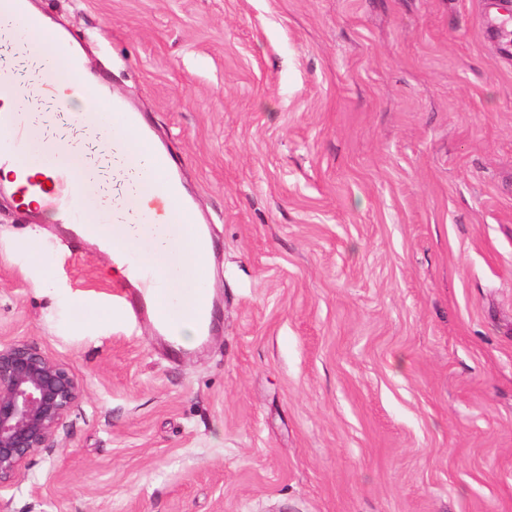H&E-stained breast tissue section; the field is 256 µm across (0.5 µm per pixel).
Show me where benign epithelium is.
I'll list each match as a JSON object with an SVG mask.
<instances>
[{
  "instance_id": "1",
  "label": "benign epithelium",
  "mask_w": 512,
  "mask_h": 512,
  "mask_svg": "<svg viewBox=\"0 0 512 512\" xmlns=\"http://www.w3.org/2000/svg\"><path fill=\"white\" fill-rule=\"evenodd\" d=\"M84 392L66 362L34 343L0 338V493L19 487L32 457L57 448Z\"/></svg>"
}]
</instances>
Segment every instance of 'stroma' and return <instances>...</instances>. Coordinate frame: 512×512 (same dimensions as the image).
<instances>
[{"label": "stroma", "instance_id": "1", "mask_svg": "<svg viewBox=\"0 0 512 512\" xmlns=\"http://www.w3.org/2000/svg\"><path fill=\"white\" fill-rule=\"evenodd\" d=\"M35 2L169 146L221 307L169 359L1 190L0 336L87 386L7 512H512L502 0Z\"/></svg>", "mask_w": 512, "mask_h": 512}]
</instances>
